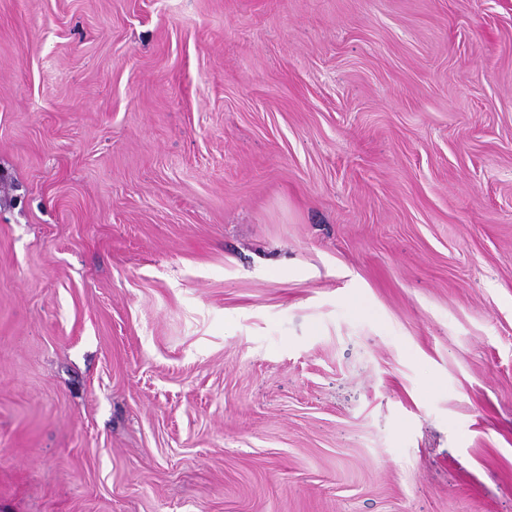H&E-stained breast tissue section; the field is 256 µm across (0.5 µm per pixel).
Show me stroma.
Here are the masks:
<instances>
[{"label":"stroma","mask_w":512,"mask_h":512,"mask_svg":"<svg viewBox=\"0 0 512 512\" xmlns=\"http://www.w3.org/2000/svg\"><path fill=\"white\" fill-rule=\"evenodd\" d=\"M0 512H512V0H0Z\"/></svg>","instance_id":"1"}]
</instances>
